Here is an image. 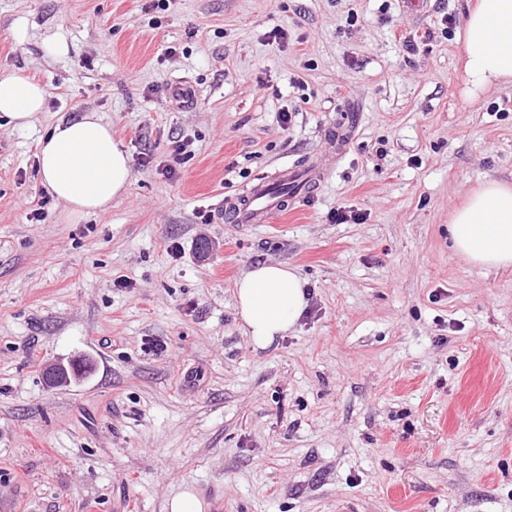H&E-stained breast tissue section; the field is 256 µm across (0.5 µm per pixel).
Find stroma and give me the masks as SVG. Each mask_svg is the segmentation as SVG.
Masks as SVG:
<instances>
[{
	"label": "stroma",
	"instance_id": "35a3bbf8",
	"mask_svg": "<svg viewBox=\"0 0 512 512\" xmlns=\"http://www.w3.org/2000/svg\"><path fill=\"white\" fill-rule=\"evenodd\" d=\"M473 2L0 0V76L46 90L31 127H0V512H166L188 486L204 512H512V267L448 249L467 193L512 182V84L465 83ZM78 105L133 179L71 220L36 155ZM177 137L193 153L167 180L143 161L173 164ZM317 155L328 177L292 213L219 219ZM267 261L297 268L311 311L261 350L234 284ZM77 359L86 379L45 384Z\"/></svg>",
	"mask_w": 512,
	"mask_h": 512
}]
</instances>
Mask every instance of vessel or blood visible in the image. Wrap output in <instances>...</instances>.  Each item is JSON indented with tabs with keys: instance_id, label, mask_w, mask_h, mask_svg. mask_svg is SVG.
<instances>
[{
	"instance_id": "obj_1",
	"label": "vessel or blood",
	"mask_w": 512,
	"mask_h": 512,
	"mask_svg": "<svg viewBox=\"0 0 512 512\" xmlns=\"http://www.w3.org/2000/svg\"><path fill=\"white\" fill-rule=\"evenodd\" d=\"M327 177V171L319 158L309 159L301 166H284L277 170L273 179H261L252 183L241 194L224 200V217L234 224H268L277 216L291 210L301 199L314 195ZM294 185L295 193L288 196L274 194L272 181Z\"/></svg>"
}]
</instances>
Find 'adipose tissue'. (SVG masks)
I'll return each instance as SVG.
<instances>
[{"instance_id":"obj_1","label":"adipose tissue","mask_w":512,"mask_h":512,"mask_svg":"<svg viewBox=\"0 0 512 512\" xmlns=\"http://www.w3.org/2000/svg\"><path fill=\"white\" fill-rule=\"evenodd\" d=\"M463 69L471 90L512 82V0H476L463 31ZM44 87L19 73L0 76V119L15 129L43 111ZM37 162L47 192L72 217L108 211L131 179L127 153L94 111L57 122L40 139ZM451 249L486 269L512 265V184L489 179L472 189L448 223ZM237 312L251 343L269 348L305 312V282L286 263L266 262L235 284Z\"/></svg>"}]
</instances>
